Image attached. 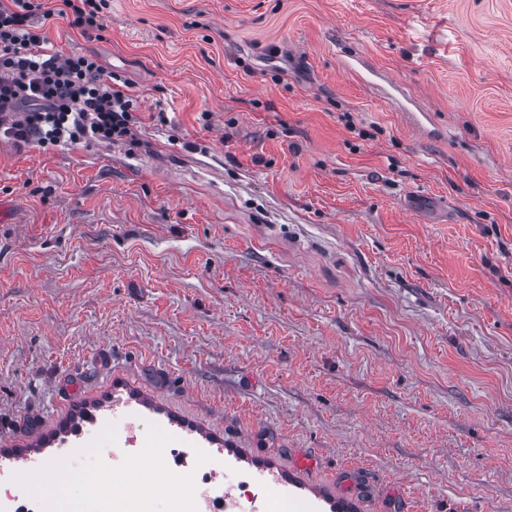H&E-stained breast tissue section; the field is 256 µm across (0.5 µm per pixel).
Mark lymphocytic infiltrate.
<instances>
[{"instance_id": "1", "label": "lymphocytic infiltrate", "mask_w": 512, "mask_h": 512, "mask_svg": "<svg viewBox=\"0 0 512 512\" xmlns=\"http://www.w3.org/2000/svg\"><path fill=\"white\" fill-rule=\"evenodd\" d=\"M0 0V134L44 148L130 137L136 106L119 75L91 54L59 57L38 19L105 31L101 0Z\"/></svg>"}]
</instances>
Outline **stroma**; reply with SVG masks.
Masks as SVG:
<instances>
[{
  "instance_id": "obj_1",
  "label": "stroma",
  "mask_w": 512,
  "mask_h": 512,
  "mask_svg": "<svg viewBox=\"0 0 512 512\" xmlns=\"http://www.w3.org/2000/svg\"><path fill=\"white\" fill-rule=\"evenodd\" d=\"M136 141L0 139V460L115 402L318 512H512V0H105Z\"/></svg>"
}]
</instances>
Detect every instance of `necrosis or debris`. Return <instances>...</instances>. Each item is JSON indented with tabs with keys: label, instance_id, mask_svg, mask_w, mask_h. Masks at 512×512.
<instances>
[{
	"label": "necrosis or debris",
	"instance_id": "obj_1",
	"mask_svg": "<svg viewBox=\"0 0 512 512\" xmlns=\"http://www.w3.org/2000/svg\"><path fill=\"white\" fill-rule=\"evenodd\" d=\"M144 446L136 420L125 412H113L64 449L65 474L109 479L134 465ZM164 456L157 483L116 487L90 504L76 500L68 512H136L138 504L151 498L164 501L163 512H280L288 503L287 490L272 492L263 474L225 466L223 449L202 448L192 438L171 436ZM45 467L37 456L20 465L0 464V512H61L57 497L29 483L30 476ZM173 475L190 479L188 496L169 492Z\"/></svg>",
	"mask_w": 512,
	"mask_h": 512
}]
</instances>
